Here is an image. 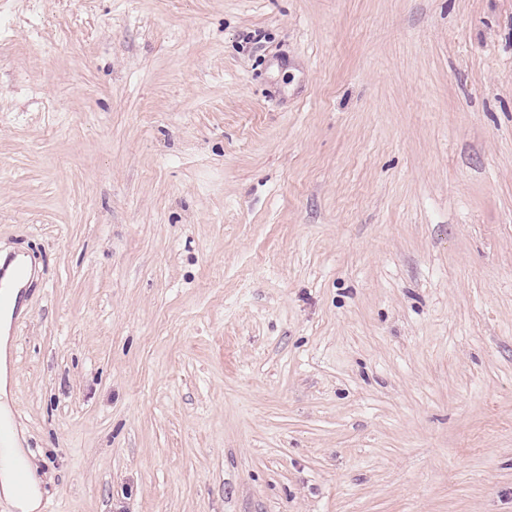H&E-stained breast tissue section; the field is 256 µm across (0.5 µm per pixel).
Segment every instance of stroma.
<instances>
[{"label":"stroma","mask_w":512,"mask_h":512,"mask_svg":"<svg viewBox=\"0 0 512 512\" xmlns=\"http://www.w3.org/2000/svg\"><path fill=\"white\" fill-rule=\"evenodd\" d=\"M16 254L52 512H512V0H0Z\"/></svg>","instance_id":"1"}]
</instances>
